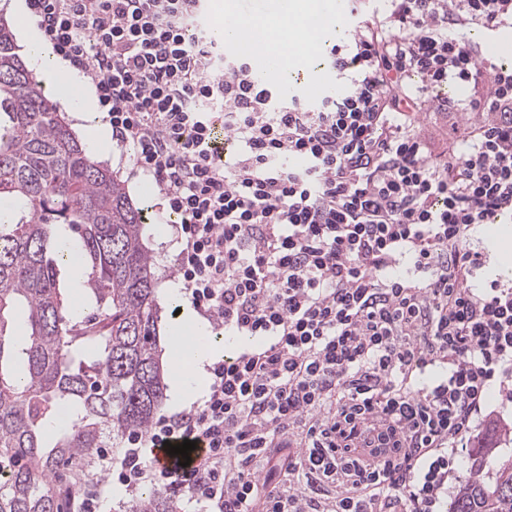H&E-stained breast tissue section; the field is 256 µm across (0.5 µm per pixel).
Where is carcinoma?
<instances>
[{"label":"carcinoma","mask_w":512,"mask_h":512,"mask_svg":"<svg viewBox=\"0 0 512 512\" xmlns=\"http://www.w3.org/2000/svg\"><path fill=\"white\" fill-rule=\"evenodd\" d=\"M145 216L49 103L0 17V512H67L90 449L148 430L167 389ZM94 301L68 298L69 267ZM97 351L91 361L76 349ZM70 480L53 486L59 466ZM125 512H177L151 489ZM449 512H512V459L463 480Z\"/></svg>","instance_id":"1"}]
</instances>
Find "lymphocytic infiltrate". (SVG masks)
<instances>
[{"instance_id": "obj_1", "label": "lymphocytic infiltrate", "mask_w": 512, "mask_h": 512, "mask_svg": "<svg viewBox=\"0 0 512 512\" xmlns=\"http://www.w3.org/2000/svg\"><path fill=\"white\" fill-rule=\"evenodd\" d=\"M202 3L26 0L180 217L191 304L248 340L109 471L136 491L161 475L143 443L184 436L204 454L170 485L207 512H448L471 444L512 426V286L467 243L512 210V67L464 38L512 0H387L329 47L342 91L314 107L229 57ZM449 84L467 97L431 96ZM427 109L459 119L454 160ZM430 113V114H429ZM420 129L425 138L430 142L435 153L441 159L453 158V150L451 140L454 138L448 118L441 114H428L423 115L420 119ZM448 132V136L446 135Z\"/></svg>"}]
</instances>
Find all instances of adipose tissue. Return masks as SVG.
Segmentation results:
<instances>
[{"label": "adipose tissue", "instance_id": "obj_1", "mask_svg": "<svg viewBox=\"0 0 512 512\" xmlns=\"http://www.w3.org/2000/svg\"><path fill=\"white\" fill-rule=\"evenodd\" d=\"M15 28L28 59L52 97L68 111L75 125L86 137L89 153L97 155L108 146L109 132L104 115L87 83L67 62L56 56L28 18L21 0L12 6ZM322 20L320 0H295L292 18L272 24L264 36H256L252 22L235 20L230 34L237 44L254 48L264 44L265 53L280 57L281 73H288L298 62L311 59L320 48L316 29ZM210 326L193 315H183L172 330L168 344L177 366L172 400L187 404L197 399L204 368L210 363L214 348Z\"/></svg>", "mask_w": 512, "mask_h": 512}]
</instances>
